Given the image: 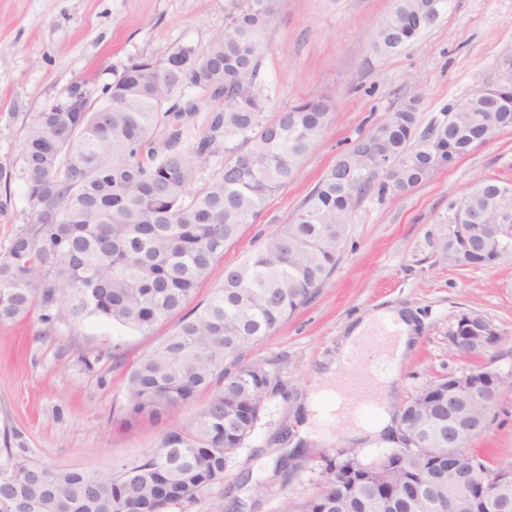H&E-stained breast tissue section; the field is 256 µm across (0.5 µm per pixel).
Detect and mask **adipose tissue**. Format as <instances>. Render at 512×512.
<instances>
[{
	"label": "adipose tissue",
	"mask_w": 512,
	"mask_h": 512,
	"mask_svg": "<svg viewBox=\"0 0 512 512\" xmlns=\"http://www.w3.org/2000/svg\"><path fill=\"white\" fill-rule=\"evenodd\" d=\"M386 319L394 320L397 332L387 337L379 346L383 360L391 367L400 366L415 339L417 323L414 315L406 309H375L354 321L345 336L341 339L335 361L330 364L327 373L334 376V384L320 389L313 394L309 404L305 407L308 422H315L321 416V401L323 397H331L333 409L336 414L350 419V436L356 440L384 439L396 442L398 432L393 420V410L389 405L383 404L376 408L372 419L360 418L354 403L350 400L351 391L367 384L360 365L353 360L356 349L364 346L370 339L378 325Z\"/></svg>",
	"instance_id": "1"
}]
</instances>
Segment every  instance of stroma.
Masks as SVG:
<instances>
[{
  "label": "stroma",
  "mask_w": 512,
  "mask_h": 512,
  "mask_svg": "<svg viewBox=\"0 0 512 512\" xmlns=\"http://www.w3.org/2000/svg\"><path fill=\"white\" fill-rule=\"evenodd\" d=\"M224 0H0V253L30 222L22 144L31 118L74 82L110 83L130 59L160 61L181 46L205 48L223 33ZM393 0H282L264 37V93L272 111L325 96L335 104L319 142L288 187L271 197L255 223L226 245L194 295L209 298L224 270L259 250L291 221L306 196L359 135L418 98L420 128L447 119L475 87L512 79V0H449L447 12L406 49L376 56L377 22ZM512 183V128L398 197L368 195L330 277L272 336L242 355L265 364L273 380L252 433L228 462L222 484L174 512H283L314 492L340 451L365 463L389 444L350 445L349 422L321 420L319 442L293 440L301 414L336 357L350 320L402 305L418 332L400 367L393 409L443 375L484 366L512 373V255L482 268L449 265L435 248L447 229L448 204L485 177ZM489 322L500 342L475 357L454 351L450 335L462 315ZM41 309L0 323V458L26 449L34 461L107 472L137 459L205 406L208 393L161 419L133 420L124 386L133 365L172 330L146 332L87 319L44 324ZM120 359H113V351ZM492 459L512 461V389L504 390L489 429L472 440Z\"/></svg>",
  "instance_id": "1"
}]
</instances>
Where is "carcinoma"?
I'll use <instances>...</instances> for the list:
<instances>
[{
	"label": "carcinoma",
	"instance_id": "obj_1",
	"mask_svg": "<svg viewBox=\"0 0 512 512\" xmlns=\"http://www.w3.org/2000/svg\"><path fill=\"white\" fill-rule=\"evenodd\" d=\"M224 33L203 50L183 46L158 62L132 59L112 86L96 88L87 112H40L23 142L26 203L32 222L0 253V322L28 316L67 325L87 318L145 332L177 319L125 381L127 413L159 417L217 384L206 406L158 448L112 471L90 473L40 464L8 448L0 462V495L20 512H171L224 482L228 461L254 429L272 376L261 363L240 364L244 351L272 335L320 288L336 267L355 209L371 193L399 195L430 174L420 162L441 152L464 156L478 128H512V83L493 84L472 106L416 135V100L358 137L308 194L293 220L263 247L227 269L209 299L185 310L224 246L252 224L268 198L291 182L301 159L325 129L333 103L306 99L270 119L262 66L263 33L281 0H230ZM448 10V0H394L371 40L377 55L396 53ZM206 125L196 117L211 102ZM224 163L198 189L210 159ZM389 174L375 170V156ZM449 204L457 236L437 251L481 269L512 254V184L479 181ZM469 352L500 340L491 325L463 331ZM482 405L456 408L465 427ZM448 427V377L431 382L401 410L400 430L412 446L389 464L367 468L356 456L334 466L311 495L284 512H390L394 496L407 512H446L448 487L432 485L433 436ZM486 481L512 488V461L499 465L466 449Z\"/></svg>",
	"mask_w": 512,
	"mask_h": 512
}]
</instances>
